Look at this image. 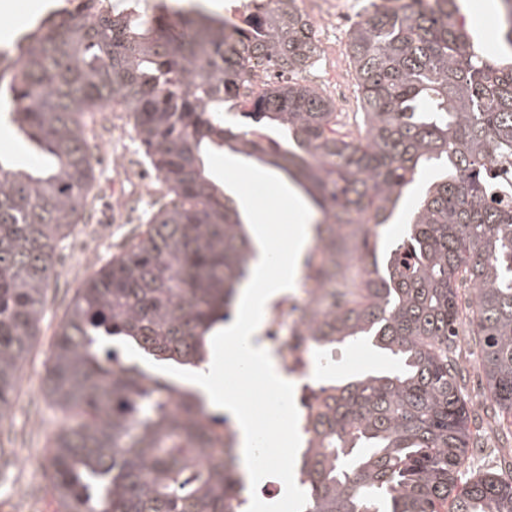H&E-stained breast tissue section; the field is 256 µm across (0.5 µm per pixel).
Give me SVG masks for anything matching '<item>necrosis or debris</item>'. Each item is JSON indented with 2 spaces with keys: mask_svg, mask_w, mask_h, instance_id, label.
Instances as JSON below:
<instances>
[{
  "mask_svg": "<svg viewBox=\"0 0 512 512\" xmlns=\"http://www.w3.org/2000/svg\"><path fill=\"white\" fill-rule=\"evenodd\" d=\"M333 306L316 269L301 268L294 286L269 300L261 326L252 336L253 345L269 353L280 373L293 384L302 432L321 394V381L334 379L343 365L335 348L316 343L309 330L313 313Z\"/></svg>",
  "mask_w": 512,
  "mask_h": 512,
  "instance_id": "necrosis-or-debris-1",
  "label": "necrosis or debris"
}]
</instances>
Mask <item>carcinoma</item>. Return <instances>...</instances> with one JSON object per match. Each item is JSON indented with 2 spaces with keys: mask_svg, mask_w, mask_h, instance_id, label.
I'll return each instance as SVG.
<instances>
[{
  "mask_svg": "<svg viewBox=\"0 0 512 512\" xmlns=\"http://www.w3.org/2000/svg\"><path fill=\"white\" fill-rule=\"evenodd\" d=\"M487 59L461 0H372L349 31L363 125L297 75L318 57L295 0H263L233 32L202 10L137 0L83 20L49 14L15 45L0 119L38 163L0 157V417L34 347L56 250L84 217L93 173L85 116L118 102L170 202L92 272L65 311L45 391L62 425L48 448L60 512H239L240 465L198 391L123 360L202 368L232 318L256 249L210 175L228 149L284 172L320 214L318 261L336 307L319 343L368 341L396 368L338 380L311 421L304 512H512V472L463 482L471 439L456 380L457 283L498 416L512 418V0ZM257 67L288 74L256 91ZM240 117L241 124L226 116ZM281 132L266 142L261 128ZM436 174L402 244L379 251L415 176Z\"/></svg>",
  "mask_w": 512,
  "mask_h": 512,
  "instance_id": "carcinoma-1",
  "label": "carcinoma"
}]
</instances>
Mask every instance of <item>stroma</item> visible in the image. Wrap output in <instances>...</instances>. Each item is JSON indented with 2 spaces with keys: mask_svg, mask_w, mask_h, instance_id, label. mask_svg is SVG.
Returning a JSON list of instances; mask_svg holds the SVG:
<instances>
[{
  "mask_svg": "<svg viewBox=\"0 0 512 512\" xmlns=\"http://www.w3.org/2000/svg\"><path fill=\"white\" fill-rule=\"evenodd\" d=\"M345 18L336 32L317 31L321 45L315 67L306 79L331 97L348 128L361 125L360 101L355 91V74L348 54L351 25L364 15L368 0H342ZM463 13L471 22L474 36L488 53L498 48L500 28L499 0H462ZM130 122L121 107L109 105L94 113L88 129L96 151L117 158L129 144L114 134L116 128H127ZM116 166L94 170L92 204L83 221L77 225L59 249L55 273L40 323V335L51 341L64 311L87 277L113 255L123 252L135 240L154 211V199L165 196L160 181H152L144 191H136L131 183L117 179ZM117 212L118 222L102 223L105 210ZM472 326L461 323L458 342V380L468 397L472 444L465 453L464 478L512 466V456L505 448V432L490 431L493 410L485 391V382L478 366L479 349ZM48 349L30 354L24 364L19 389L25 392L23 402L13 404L0 418V512H58L52 494L45 452L60 425V416L45 396Z\"/></svg>",
  "mask_w": 512,
  "mask_h": 512,
  "instance_id": "1",
  "label": "stroma"
}]
</instances>
